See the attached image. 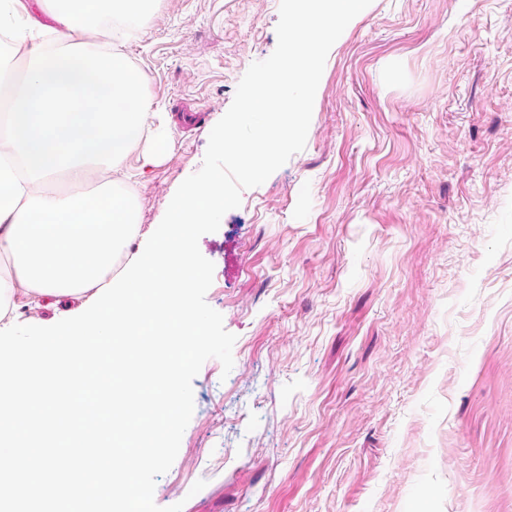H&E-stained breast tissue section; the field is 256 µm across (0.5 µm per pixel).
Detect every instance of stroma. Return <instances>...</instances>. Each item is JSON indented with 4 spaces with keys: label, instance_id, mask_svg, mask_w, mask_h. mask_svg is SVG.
<instances>
[{
    "label": "stroma",
    "instance_id": "35a3bbf8",
    "mask_svg": "<svg viewBox=\"0 0 512 512\" xmlns=\"http://www.w3.org/2000/svg\"><path fill=\"white\" fill-rule=\"evenodd\" d=\"M278 20L279 0H157L120 31L153 107L116 174L138 206L119 264ZM199 249L234 366L195 377L157 506L512 512V0H372L329 51L304 149ZM86 308L49 297L19 321Z\"/></svg>",
    "mask_w": 512,
    "mask_h": 512
}]
</instances>
